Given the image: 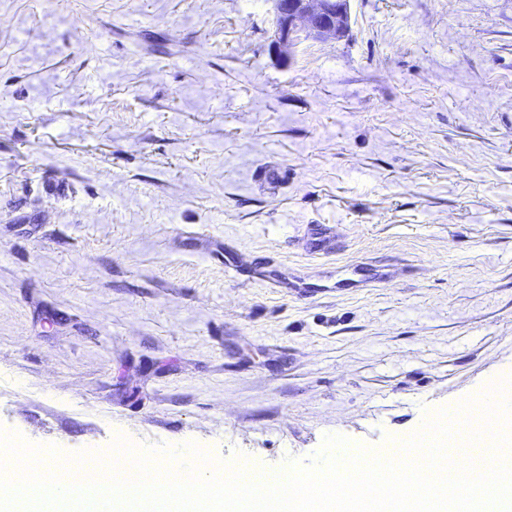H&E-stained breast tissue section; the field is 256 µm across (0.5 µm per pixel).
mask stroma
Segmentation results:
<instances>
[{"instance_id": "1", "label": "stroma", "mask_w": 512, "mask_h": 512, "mask_svg": "<svg viewBox=\"0 0 512 512\" xmlns=\"http://www.w3.org/2000/svg\"><path fill=\"white\" fill-rule=\"evenodd\" d=\"M0 0V430L376 452L512 377V0ZM276 28L271 47L286 54L300 32L340 38L349 30V0H274Z\"/></svg>"}]
</instances>
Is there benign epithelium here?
Wrapping results in <instances>:
<instances>
[{
	"instance_id": "1",
	"label": "benign epithelium",
	"mask_w": 512,
	"mask_h": 512,
	"mask_svg": "<svg viewBox=\"0 0 512 512\" xmlns=\"http://www.w3.org/2000/svg\"><path fill=\"white\" fill-rule=\"evenodd\" d=\"M276 28L271 47L285 54L305 32L314 37L340 38L349 30V0H274Z\"/></svg>"
}]
</instances>
